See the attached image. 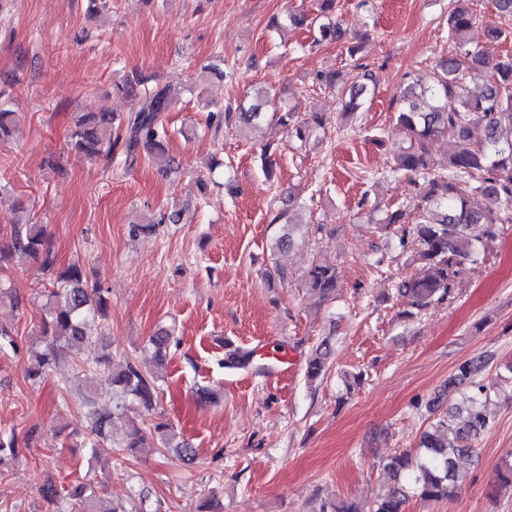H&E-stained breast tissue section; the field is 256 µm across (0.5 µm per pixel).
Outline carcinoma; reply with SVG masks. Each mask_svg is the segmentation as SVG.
Instances as JSON below:
<instances>
[{
	"instance_id": "carcinoma-1",
	"label": "carcinoma",
	"mask_w": 512,
	"mask_h": 512,
	"mask_svg": "<svg viewBox=\"0 0 512 512\" xmlns=\"http://www.w3.org/2000/svg\"><path fill=\"white\" fill-rule=\"evenodd\" d=\"M453 4L448 14V40L455 53L438 63L431 86H406L396 110V120L408 133L409 142L398 152L389 176H407L412 181L411 208L416 210V222L409 229L404 227L411 209L407 206L389 207L378 219L381 229L400 234V240L412 238L415 272L395 284V294L418 311L448 299L463 264L484 263L490 243L497 237V225L512 211V142L501 138L502 128L512 127V58H495L486 48L472 46L469 34L475 21L474 0H453ZM335 8L336 0H320L315 41L345 40L346 34L333 16ZM473 68L488 72L487 82L478 90L465 84V71ZM356 69L360 74L353 78L346 102L350 112L359 108L358 99L367 91V83L375 82L368 66L359 64ZM270 103L269 94L258 93L234 108L214 111L209 102L203 108L208 110V123L239 132L271 119L299 139L324 128L319 117L312 123L298 121L294 108L285 104L270 113ZM173 105L169 91L157 86L144 90L139 105L122 116L82 113L71 133V151L88 159L123 155L133 161L145 149L151 157L160 158L168 137L161 114L171 111ZM14 123V114L0 100V142L9 139ZM450 128L456 139L444 157L437 158L429 143ZM282 220L288 232L277 240L280 249L293 245L292 208L278 212L273 222ZM15 257L38 263L54 277L51 289L45 293L38 338L27 350V378L34 384L41 383L63 359L72 360L79 372L97 365L106 367L112 385V407L100 406L90 388L77 394L85 422L79 447L93 457L97 448L109 444L129 456L139 448L159 444L176 449L181 456H191L190 444L176 439L170 424L157 422L148 435L127 417L132 405L153 408L159 392L157 377L143 373L127 358L118 363L108 356L81 358L109 307L104 290L88 285L77 265L63 270L57 267V256L41 225L22 223L14 227L8 250H0V263ZM337 279L336 265L320 256L312 258L301 277L304 288L322 301L334 297ZM170 341V333L164 329L149 338L156 357L166 356ZM329 355L330 346L325 342L308 358L309 381L325 375ZM252 358V351L235 347L225 353L224 367L245 369ZM482 369L479 357L462 363L458 375L448 381L450 407L423 431L416 452H399L386 459L383 469L393 485L377 495L370 512H403L411 497L436 502L456 489L459 461L474 451V441L488 429V404L497 392L495 384L477 379ZM120 418L127 419L121 432L115 426ZM35 435L33 428L22 436L13 431L0 432V471L19 459ZM503 487L512 489V462L497 468L493 490ZM41 496L54 506V512H62L64 507L68 512H127L122 501L100 494L87 481L78 480L66 487L49 479L41 488Z\"/></svg>"
}]
</instances>
